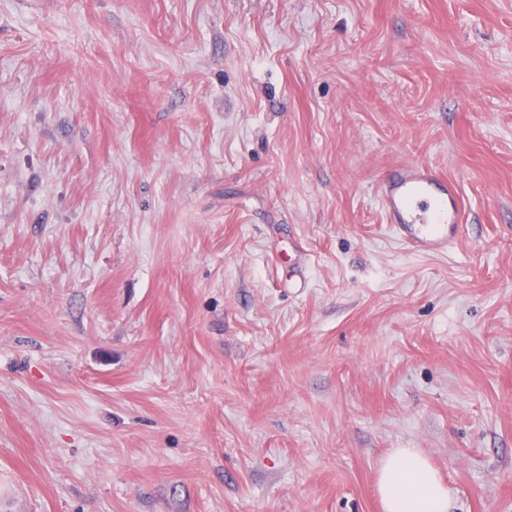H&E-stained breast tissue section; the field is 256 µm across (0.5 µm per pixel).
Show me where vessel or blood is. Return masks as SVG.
I'll return each mask as SVG.
<instances>
[{
    "label": "vessel or blood",
    "instance_id": "1",
    "mask_svg": "<svg viewBox=\"0 0 512 512\" xmlns=\"http://www.w3.org/2000/svg\"><path fill=\"white\" fill-rule=\"evenodd\" d=\"M379 191L392 233L412 252L446 251L465 229L457 183L428 165L399 167L381 183Z\"/></svg>",
    "mask_w": 512,
    "mask_h": 512
}]
</instances>
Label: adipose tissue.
Segmentation results:
<instances>
[{"label":"adipose tissue","instance_id":"obj_1","mask_svg":"<svg viewBox=\"0 0 512 512\" xmlns=\"http://www.w3.org/2000/svg\"><path fill=\"white\" fill-rule=\"evenodd\" d=\"M384 512H450V491L428 457L415 448H395L376 473Z\"/></svg>","mask_w":512,"mask_h":512}]
</instances>
